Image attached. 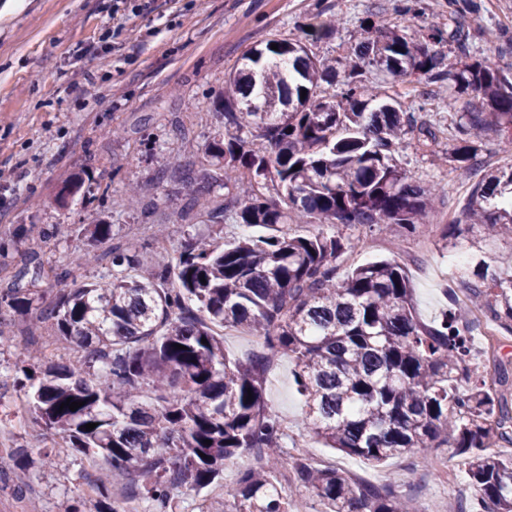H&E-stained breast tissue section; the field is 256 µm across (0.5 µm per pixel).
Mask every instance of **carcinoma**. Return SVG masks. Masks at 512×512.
Wrapping results in <instances>:
<instances>
[{"label": "carcinoma", "instance_id": "carcinoma-1", "mask_svg": "<svg viewBox=\"0 0 512 512\" xmlns=\"http://www.w3.org/2000/svg\"><path fill=\"white\" fill-rule=\"evenodd\" d=\"M448 4V27L423 26L416 39L368 16L365 36L344 58L318 59L301 40L270 39L225 75L224 129L198 162L162 167L154 180L198 184L183 220L201 215L209 224L258 225L270 234L224 246L189 242L177 255L158 251L144 271L136 248L114 240L112 225L101 221L91 231L94 248H78L73 261L106 271L73 286L68 269L45 268L35 244L17 261L0 246V346L14 348L10 385L24 397V422L60 436L39 450L40 466L75 452L99 458L91 488L100 512H121L119 500L106 495L109 476L123 473L136 481L135 500L146 512H180L183 489L198 494L223 485L226 462L256 451L262 465L242 471L220 507L202 497L191 512H301L296 489L325 512H412L392 485L357 483L298 447L292 489L276 482L287 434L263 385L272 357L283 353L305 398L304 425L327 446L373 464L449 446L469 460L472 500L459 512L475 504L512 512V459L494 452L512 445V410L473 362L469 305L452 296L434 326H421L402 267L382 260L342 276L346 243L323 230L341 224L412 232L430 223L437 189L410 181L390 160L406 135L426 146L438 130L394 96L372 92L371 67L444 88L455 101L470 97L448 153L459 168L483 167L475 140L486 130L512 149V69L465 48L467 16L480 12V2ZM334 29L330 20L316 22L307 35L329 38ZM451 41L460 50L454 62L438 49ZM254 131L265 146H254ZM217 187L227 190L224 203L201 202ZM81 191L91 194L75 174L56 202ZM303 219L318 231L293 232ZM462 222L512 235V170L483 175ZM49 276L62 288L45 305L37 284ZM468 285L470 305L512 335V278L479 261ZM3 309L54 326L59 344L84 354L44 360L34 332L5 335ZM225 327L255 336L263 351L247 362L230 358L217 332ZM68 400L84 405L61 407ZM88 423L96 427L88 431ZM30 464L24 448L0 449V479L16 478L19 492Z\"/></svg>", "mask_w": 512, "mask_h": 512}]
</instances>
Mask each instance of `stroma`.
<instances>
[{
  "label": "stroma",
  "instance_id": "1",
  "mask_svg": "<svg viewBox=\"0 0 512 512\" xmlns=\"http://www.w3.org/2000/svg\"><path fill=\"white\" fill-rule=\"evenodd\" d=\"M400 6V0H178L116 18L112 0H0V210L6 213L0 237L9 238L18 224L56 225L41 257L48 266L70 265L72 279L81 283L99 271L73 265L71 253L84 242L81 229L101 214L114 237L146 259L155 243L151 234L136 233L139 224L168 225L174 250L196 238L231 242L249 235V228L237 224L180 219L194 186L155 184V171L202 155L223 122L214 103L224 90V74L251 47L274 37L299 39L301 24L320 15L334 20L336 30L312 51L339 59L359 41V21L368 14L408 37L419 24L448 21L447 0H423L416 20ZM469 31L475 50L500 65L512 64V0H484ZM415 86L414 79L403 78L387 91L407 111L432 121L440 135L427 147L408 136L395 161L412 181L440 187L433 224L387 234L341 226L334 233L354 242L342 268L384 259L405 269L417 319L427 327L448 307L446 288L465 299L460 280L471 253H479L491 272L512 276V238L488 239L472 228L441 241L439 225L456 223L476 178L453 164H434V155L452 144L455 109L444 92L419 100ZM176 121L187 128L185 139H173ZM75 174L94 187V195L57 205L54 195ZM134 185L139 195L128 194ZM470 320L475 360L512 405V335L497 331L484 311H473ZM293 369L288 356H276L265 383L268 404L288 423L289 443L306 446L356 482L393 484L418 512H435L448 496L468 492V459L454 449H417L376 466L310 437ZM30 475L21 494L11 481H0V512H68L74 502L87 504L93 497L92 473L82 456L56 470L32 467Z\"/></svg>",
  "mask_w": 512,
  "mask_h": 512
}]
</instances>
